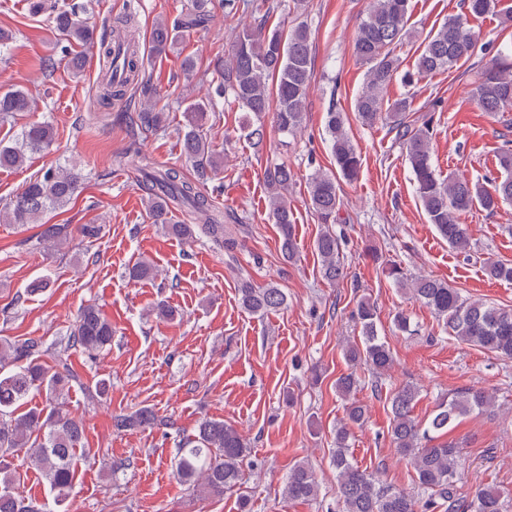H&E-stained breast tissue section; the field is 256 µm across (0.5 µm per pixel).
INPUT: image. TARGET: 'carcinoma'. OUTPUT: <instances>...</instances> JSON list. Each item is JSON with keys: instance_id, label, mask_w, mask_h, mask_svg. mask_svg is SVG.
I'll list each match as a JSON object with an SVG mask.
<instances>
[{"instance_id": "carcinoma-1", "label": "carcinoma", "mask_w": 512, "mask_h": 512, "mask_svg": "<svg viewBox=\"0 0 512 512\" xmlns=\"http://www.w3.org/2000/svg\"><path fill=\"white\" fill-rule=\"evenodd\" d=\"M497 0H463V12L448 18L431 30L416 58L414 70L404 73L408 84L414 77L449 70L467 62L473 55L478 35L470 18L492 12ZM31 13L47 12L58 38L60 52L68 54L72 44L99 48L102 73L97 98L107 103L122 99L128 87L135 86L142 96L156 95L140 61L128 14L114 18L112 39L96 33L81 18L78 6H65L58 0H34ZM218 10L225 17L248 14L252 21L237 23L229 58L219 64L209 80L205 99L189 102L178 129L181 150L195 169L191 180L177 168L159 170L136 149H131L119 164L137 171L139 185L155 223L164 233L179 240L191 241L199 235L224 246L232 254L240 246L232 231L224 228V212L217 207L213 193L200 184L213 179L224 166V153L216 150L208 138L213 118L234 105L246 112L241 128L255 147L263 145L267 131L262 119L272 113L271 130L284 138L294 137L306 120V103L311 89L314 56L307 27L299 23L285 32L268 27L266 18L257 15L252 0H190L187 12L174 23L158 17L151 29L155 54L173 49L177 29L198 28L209 22ZM411 0H371L361 20L354 41V52L368 66L366 82L355 100V112L362 124L371 126L386 118L396 139L405 150L414 176V191L438 235L458 251L469 247L466 225L459 215L476 205L492 212L502 203L512 201V149L498 154L500 176L487 186L464 176H442L432 159L430 122L416 126L407 121L411 102L401 98L389 112H383L384 95L399 68L393 49L409 34L407 23ZM472 97L482 112L495 114L512 109V62L508 53L497 52L475 82ZM34 109L28 94L19 89L0 92V118L8 120L19 112ZM129 123L142 134L158 131L169 121V114L147 104L127 116ZM329 149L336 170L313 173L308 178L309 201L319 223L329 225L314 241L320 258L322 277L338 284L348 276L341 254V237L330 228L341 222L343 199L341 181L357 179L361 158L345 129L344 114L330 108L326 116ZM55 129L48 122H33L21 127L14 142L0 144V168L22 167L27 158L52 146ZM68 168H48L29 179L22 189L0 207L1 224H36L40 228L37 243L51 242L60 247L70 242L66 224H44V217L67 205L77 190L80 176ZM268 188L269 216L277 224L280 251L288 261L295 260L297 247L293 212L288 190L296 181L287 163L273 164L264 170ZM180 209L190 216L187 222H174L168 214ZM382 272L410 298L427 307L448 329L449 337L459 343L478 347L504 359H512V308L483 300H474L459 289L432 275L416 274L400 264L388 261ZM490 277L512 282V263L491 261ZM134 280L156 275L153 261L143 258L128 270ZM239 304L247 313L264 317L287 306V296L277 284L258 286L243 279L238 287ZM356 316L361 340L345 348L344 356L352 364L361 363L371 376L375 390L394 364L389 345L379 336L377 311L366 297L358 300ZM112 321L94 304L77 313L67 344L95 355L112 345ZM43 342L38 338L0 339V512H38L21 488V473L9 461L22 457V464L41 472L61 505L71 495L79 464L77 449L83 446L84 430L64 409L72 382L77 374L62 361L49 365L41 360ZM360 380L355 372L336 379V392L344 402V416L336 422L331 463L336 469V503L339 512H427L439 502L448 504V512H512V502L495 488H479L471 500L457 494L456 481L460 465V448L452 440H440L457 422L471 414L488 412L495 407V397L481 389L459 388L439 398L426 421L413 415L420 391L411 382L389 391L391 443L396 452L416 473L413 492L379 484L373 473L359 466L350 454L352 428L368 419L366 407L355 397ZM33 390L46 392V405L26 408ZM158 423L147 406L130 414L112 418L115 431L151 427ZM250 442L231 424L222 419H203L192 438L183 440L175 450L177 477L204 496L221 497L224 491L239 485L243 464L249 455ZM320 485L314 469L305 461L295 463L285 479L283 496L291 501H314Z\"/></svg>"}]
</instances>
